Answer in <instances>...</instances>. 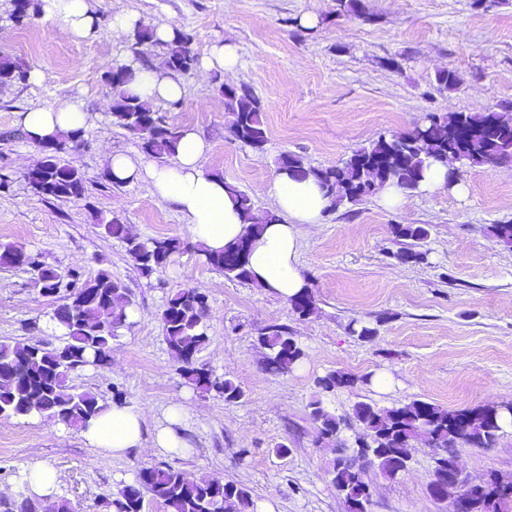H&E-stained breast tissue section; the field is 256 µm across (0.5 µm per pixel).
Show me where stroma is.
I'll list each match as a JSON object with an SVG mask.
<instances>
[{
  "label": "stroma",
  "mask_w": 512,
  "mask_h": 512,
  "mask_svg": "<svg viewBox=\"0 0 512 512\" xmlns=\"http://www.w3.org/2000/svg\"><path fill=\"white\" fill-rule=\"evenodd\" d=\"M362 15L337 14L336 0H87L101 24L86 37H64L46 15L25 25L0 0V56L41 71V82L0 86V173L12 186L0 192V242L40 255L60 271H110L133 293L139 319L112 343L104 363L73 374L74 384L143 411L148 424L179 400L190 411L180 427L178 452L133 448L115 457L87 443L82 432L38 415L0 417V488L22 492L32 461L59 471L56 495L78 512H106L103 502L133 483L140 468L166 464L194 478L243 484L256 512H345L328 471L333 445L320 440L309 404L322 398L336 415L365 401L389 408L422 399L451 409L512 405V246L492 227L512 224V163L460 166L461 192H414L404 208L386 209L377 196L328 212L304 236L299 267L313 287L316 312L299 317L253 282L231 281L207 265L175 208L149 180L117 184L105 150L139 153L138 141L111 123L108 71L130 51L113 42L112 19L127 13L158 28L191 30L198 58L230 42L238 66L230 82L251 87L264 110L268 142L254 152L230 139L221 79L183 75L177 108L166 110L178 127L190 126L209 142V173L246 191L257 208L270 204L264 187L285 152L331 167L382 135L403 133L428 114L512 110V0L484 8L475 0H361ZM457 83L440 88L437 73ZM82 103L91 116L86 144L68 159L86 178L81 200L36 195L24 175L38 148L16 134L19 115L35 107ZM119 216L140 239L176 238L183 244L159 274L139 275L122 240L103 236L98 217ZM396 224H420L428 236L419 263L399 262ZM206 295L208 345L197 361L214 376L232 378L239 402L201 395L184 385L163 338L159 314L183 288ZM57 298L42 295L32 274L0 266V340L59 343L52 321ZM375 327L363 340L348 325ZM283 324L305 352L284 374L264 367L256 338ZM332 371L358 377L355 388L320 395L317 381ZM387 388L374 384L379 374ZM286 444L288 455L275 452ZM396 479L370 472L373 512H442L428 490L433 452L417 443ZM473 482L512 479V427L490 448L457 453Z\"/></svg>",
  "instance_id": "stroma-1"
}]
</instances>
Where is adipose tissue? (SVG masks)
I'll list each match as a JSON object with an SVG mask.
<instances>
[{
  "instance_id": "obj_1",
  "label": "adipose tissue",
  "mask_w": 512,
  "mask_h": 512,
  "mask_svg": "<svg viewBox=\"0 0 512 512\" xmlns=\"http://www.w3.org/2000/svg\"><path fill=\"white\" fill-rule=\"evenodd\" d=\"M45 9L58 30L86 36L94 29V18L85 0H45ZM130 88L148 100L181 97V80L160 70H147L130 63ZM90 120L80 103L37 107L21 113L19 123L30 143L57 134L86 128ZM177 156L170 165L148 163L139 156L109 153L107 163L113 181L133 183L149 178L161 199L175 205L191 237L210 250L219 251L241 237L246 229L240 211L222 178L205 169L209 144L192 127L181 128ZM280 222L266 225L252 239L248 268L256 282L282 300H290L307 286L297 255L305 229L320 224L329 206L313 178L298 179L280 172L264 190ZM145 415L126 404L109 406L84 432L97 448L112 455L143 445Z\"/></svg>"
}]
</instances>
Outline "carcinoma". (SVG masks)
Returning a JSON list of instances; mask_svg holds the SVG:
<instances>
[{
	"label": "carcinoma",
	"instance_id": "obj_1",
	"mask_svg": "<svg viewBox=\"0 0 512 512\" xmlns=\"http://www.w3.org/2000/svg\"><path fill=\"white\" fill-rule=\"evenodd\" d=\"M11 17L16 21L33 18L41 9L39 0H12ZM155 40L154 30L139 25L133 30L129 49L137 52L144 43ZM193 35L177 29L171 40L163 43L165 67L172 74H187L198 57L191 49ZM30 70L7 56L0 57V85L28 82ZM131 72L116 67L105 76L113 92L111 123L134 135L143 153L166 162L175 158L181 134L167 115L152 102L131 92ZM224 112L229 117L227 133L255 152H263L268 141L264 113L253 91L246 86L222 85ZM454 134L457 147L464 151L462 163L471 166L512 163V117L508 113H450L433 116L413 130L381 136L359 147L332 167H316L298 155L283 153L278 169L293 171L301 177H313L322 186L331 208L355 204L371 196L384 185H396L408 192L419 189L425 170L434 163H448V135ZM84 131L62 134L39 145L43 154L38 167L25 176L33 192L47 199L77 201L85 196L83 174L69 164L66 156L84 142ZM247 224V231L234 246L221 252L198 251L206 263L230 280L251 281L247 269L250 237L261 225L275 223L280 216L273 211L255 208L251 197L233 185H226ZM108 236L119 238L141 276L150 278L165 267L170 257L181 250L176 238L143 241L131 236L117 216L100 224ZM393 235L410 242L397 252L402 263H419L425 253L416 246L428 231L417 224H395ZM0 265L24 267L35 275L42 294L62 300L53 320L64 329L57 346L0 341V417L20 418L40 415L70 426L86 429L105 408L95 393L70 383L72 374L103 362L112 349L118 331L127 326V311L133 306L129 288L100 270L86 276L78 269L65 273L47 265L40 255L28 253L12 244L0 243ZM292 311L300 317L316 309L312 289L290 301ZM206 297L194 289L177 291L160 313V325L168 349L181 363L184 383L194 390L211 392L234 403L243 397L239 386L230 378L214 376L196 365V355L209 342L206 328ZM266 350L265 367L276 374L286 373L298 365L304 351L285 325H270L257 338ZM355 378L340 371L330 372L317 381L323 393L352 387ZM512 413L510 406H487L477 410L450 411L421 399H413L387 409L357 401L348 417H338L317 398L311 402V418L323 439H334L342 425L356 422L363 430L366 446L336 449L329 474L343 497L346 512H365L363 490L368 485L367 471L395 478L400 474L410 452L409 445L420 439L433 448H446L459 438L477 448L492 447L502 431V414ZM164 505L166 512H248L253 507L250 491L234 481L197 480L181 469L169 465L143 467L135 481L119 488L107 499V512H144L145 498ZM512 495L490 491L478 500L472 512H504ZM42 499L19 495L0 497V512H39Z\"/></svg>",
	"mask_w": 512,
	"mask_h": 512
}]
</instances>
